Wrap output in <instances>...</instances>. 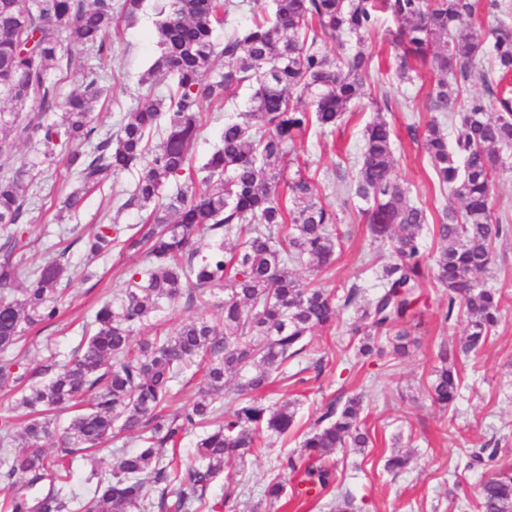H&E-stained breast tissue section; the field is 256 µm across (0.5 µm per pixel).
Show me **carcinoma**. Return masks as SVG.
<instances>
[{"label":"carcinoma","mask_w":512,"mask_h":512,"mask_svg":"<svg viewBox=\"0 0 512 512\" xmlns=\"http://www.w3.org/2000/svg\"><path fill=\"white\" fill-rule=\"evenodd\" d=\"M482 4L498 7L497 0H272L269 10L236 29L221 48L213 41V28L235 8L234 0H168L156 7L158 52L139 83L170 75L174 90L167 97L148 96L92 151L68 153L78 187L59 207L73 210L83 194L150 154L133 193L120 206L150 210L148 227L134 232L127 226L131 235L124 240L142 254V265L128 273L121 293L97 310L93 329L61 371L47 365L35 376L49 373V379L23 385L12 362L0 363V382L19 385L14 409L24 411L20 446L13 419L0 420V477L25 479V490L4 502L6 512H146L148 482L163 485L160 509L184 512L197 503L213 510L207 495L225 459L258 451L265 431L288 434L295 413L287 404H263L258 393L288 379L284 366L291 358L306 357V369H322L311 335L335 324V295L301 282L288 265L333 262L336 213L322 205L319 183L300 169L280 192L279 165L311 128L336 126L363 95L371 59L362 51L331 58L319 47V35L361 41L382 9L399 23L390 32L399 76L409 80L417 64H431L435 79L427 109L459 116L454 146H448L435 117L423 141L433 179L461 202L460 210L446 212L434 229L440 250L433 279L447 298L443 321L464 319L465 338L458 347H440L432 398L444 409L456 399L458 355L480 354L501 320L497 290L479 285L475 275L488 270L493 244L512 231V223L493 215L492 208L497 163L512 149V99L499 95L501 111L491 116L481 98L459 106L451 84L475 74L493 84L482 66L485 41L455 36ZM113 22L112 0H0V101L10 104L0 107V224H22L30 212L29 162L6 167L16 143L35 139L50 157L58 147L90 140L102 76L88 75L82 89L62 103L50 70L70 69L74 49L103 52ZM490 35L495 72L504 78L512 74V26L501 22ZM218 56L224 57V73L213 78ZM247 81L255 83L249 112L241 122L226 119L222 146L194 167L203 102L220 101ZM295 97L308 99L311 109H299ZM57 110V120L44 121ZM161 124L165 137L150 153L149 136ZM393 139L386 120L370 122L355 176L344 187L348 197L368 204L362 213L372 238L393 253L378 272V291L360 307L356 331L367 340L360 348L365 355L373 352L368 341L381 336L389 337L393 355L407 354L406 325L416 315L427 279L419 234L429 215L393 177ZM172 182L176 193L159 202L161 190ZM120 232L116 221L100 226L84 240L85 250L92 256L111 252ZM205 232L219 242L201 254L193 243ZM66 252L27 272L14 259V247L4 246L1 353L14 349L27 327L50 325L58 317L63 283L69 282ZM220 295L221 322L197 316L163 335L155 333L154 319L164 305L181 301L188 308L204 307ZM191 365L203 371L204 385L191 404L169 412L173 382ZM228 377L239 382L226 400ZM73 408L82 412L58 428L57 416ZM362 409L358 395L330 402L305 434V460L291 453L279 459L283 471L301 472L292 496L328 493L336 483L330 454L369 447L372 435L362 426ZM196 428L203 434L193 461L184 465L177 446ZM117 431L135 434L139 451L124 457L111 478L97 481L84 503L71 489L74 454L99 447ZM55 436L62 447L49 459L42 443ZM482 464L490 474L479 488L478 512H512V465L498 467L497 449L481 447L469 454L465 468Z\"/></svg>","instance_id":"1"}]
</instances>
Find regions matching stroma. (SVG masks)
I'll return each instance as SVG.
<instances>
[{"label": "stroma", "instance_id": "obj_1", "mask_svg": "<svg viewBox=\"0 0 512 512\" xmlns=\"http://www.w3.org/2000/svg\"><path fill=\"white\" fill-rule=\"evenodd\" d=\"M155 20L149 7L135 22L117 20L102 54L74 53L68 71L53 72L63 98L81 89L88 70L103 75L107 91L95 107V137L111 134L127 112L144 102L146 90L139 78L157 54L152 38ZM395 26L390 15L380 16L364 45L372 57V69L362 98L350 105L332 132L309 131L298 153L305 173L316 175L320 183L322 202L338 214L342 242L331 266L319 269L302 263L292 265L291 270L301 281L316 282L338 294L345 285L356 282L363 286L365 297H372L376 272L390 259L389 250L372 240L360 214L363 201H346L336 192L340 178L354 175L365 127L375 115H383L395 131L393 175L410 188L411 201L427 209L432 221L444 209L459 205L450 189L438 187L433 180L423 149L422 135L432 117L425 108L432 71L423 66L414 81L398 80L396 52L389 36ZM251 93L250 85L245 84L235 97L204 102L206 124L193 147L194 165H201L220 145L225 119L247 111ZM15 154L38 163L28 190L31 212L26 223L0 225V245L16 240L17 253L28 270L40 267L58 249H66L71 280L61 317L50 327L29 330L26 341L8 354L15 363L14 373L28 375L50 357L62 363L71 358L83 326L105 301L120 293L126 272L141 260L140 253L123 245L114 247L104 258L89 256L83 244L85 237L110 217H118L120 224L140 227L146 215L118 209L124 193L132 191L138 180L139 171L134 168L118 173L104 188L88 192L75 211L57 219L59 197L74 186L65 152L47 159L41 146L31 141L18 144ZM432 221L420 235L424 263L429 268L434 265L439 243ZM493 257L490 272L479 275L478 280L485 287L498 289L501 320L478 357L458 358L462 388L452 405L443 409L434 404L430 387L440 365V345L460 343L465 324L460 320L443 323L441 310L446 300L439 288L432 284L425 288L408 326L412 340L409 353L401 358L387 352L388 342L383 338L376 341L383 347V355H360V338L353 332L356 310L340 307L335 326L313 334L324 355L322 374L303 385L291 379L275 383L266 395L267 403L291 404L295 410L293 431L282 437L263 435L259 454L226 461L223 474L210 487L209 502L231 497L238 512H335L337 493L346 492L354 500L355 512H477L478 488L485 472L466 470L467 454L485 444L497 449L501 463L512 462V234L496 241ZM357 393L364 396L362 416L373 443L332 456L338 492L300 504L285 497L278 501L265 497V486L277 477L287 488H294L297 475L280 473L278 459L286 452L300 453L302 434L323 407L334 398ZM138 447L137 439L126 433L93 452L91 458L77 457L74 489L83 499H90L95 488L90 473L109 474L116 461ZM395 451L411 457L410 464L397 475L385 468Z\"/></svg>", "mask_w": 512, "mask_h": 512}]
</instances>
